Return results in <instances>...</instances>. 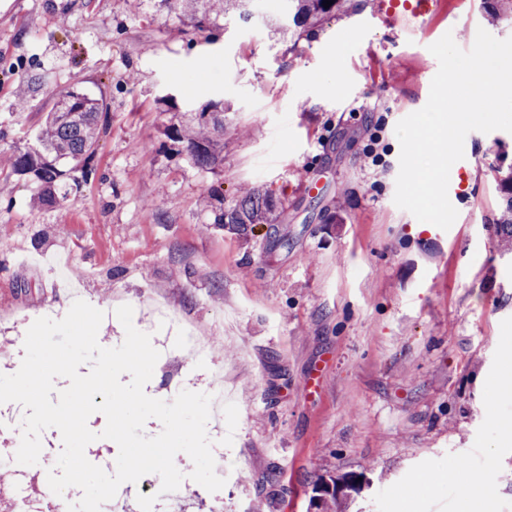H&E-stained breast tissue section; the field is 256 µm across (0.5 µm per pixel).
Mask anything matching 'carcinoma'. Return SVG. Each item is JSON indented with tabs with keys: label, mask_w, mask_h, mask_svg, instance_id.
Listing matches in <instances>:
<instances>
[{
	"label": "carcinoma",
	"mask_w": 512,
	"mask_h": 512,
	"mask_svg": "<svg viewBox=\"0 0 512 512\" xmlns=\"http://www.w3.org/2000/svg\"><path fill=\"white\" fill-rule=\"evenodd\" d=\"M169 10L183 4L191 26L204 31L218 25L221 19L236 15L242 21L253 16L256 0H160ZM358 0H334L329 7L323 0H284L287 20L279 30L289 35L310 32L325 19L351 11ZM488 16L496 24L505 15H512V0H487ZM99 99L84 93L76 107L63 110L59 106L48 113L37 138L38 147L14 155L11 166L19 176H31L38 184V201L53 204L67 195L66 172L57 163L66 160L72 168L86 169L93 157L107 118ZM166 137L184 145L189 160L196 166L214 168L219 162L221 138L224 136V113L200 112L195 121L186 126L175 124L165 128ZM502 192L500 214L495 219L493 233L505 248H512V172L499 179ZM217 202L214 224L229 227L243 234L256 224H270L276 219V205L259 189L243 188L228 205L219 192L212 193Z\"/></svg>",
	"instance_id": "carcinoma-1"
}]
</instances>
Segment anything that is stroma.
<instances>
[{"label":"stroma","instance_id":"stroma-1","mask_svg":"<svg viewBox=\"0 0 512 512\" xmlns=\"http://www.w3.org/2000/svg\"><path fill=\"white\" fill-rule=\"evenodd\" d=\"M436 2L420 34L361 0L290 39L280 0L205 32L159 0H0V373L78 288L106 314L132 306L160 353L149 396L224 390L208 436L226 484L191 483L188 512H309L328 470L364 477L343 512H512V393L498 387L512 370V253L491 229L512 133L465 139L456 246L394 202L395 127L428 100L430 45L449 33L466 51L478 29L504 39L512 22L488 26L484 0ZM76 89L102 101L107 129L92 174L41 207L11 159ZM207 106L224 113L212 170L163 135ZM244 185L272 196L277 223L201 232L212 189L229 202ZM186 327L205 360L181 350Z\"/></svg>","mask_w":512,"mask_h":512}]
</instances>
